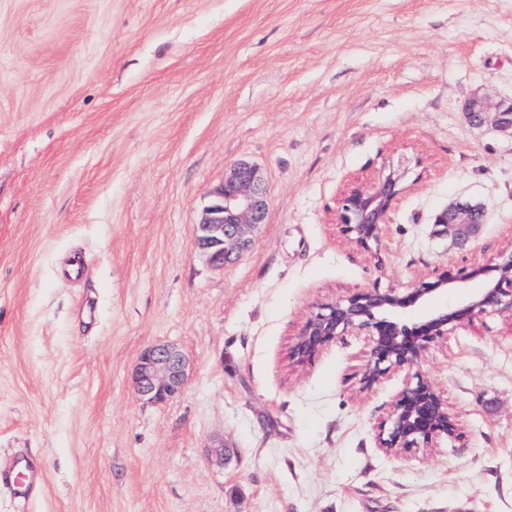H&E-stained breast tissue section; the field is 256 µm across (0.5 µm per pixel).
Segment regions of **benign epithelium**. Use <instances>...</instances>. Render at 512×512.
Wrapping results in <instances>:
<instances>
[{"mask_svg":"<svg viewBox=\"0 0 512 512\" xmlns=\"http://www.w3.org/2000/svg\"><path fill=\"white\" fill-rule=\"evenodd\" d=\"M401 179L399 171L391 170L371 185L354 184L344 191L336 223L356 247L367 252L378 249L388 212L403 191ZM268 205V185L259 168L247 162L233 164L193 227L200 254L215 268L240 257L252 245ZM436 223L460 231L482 223V215L458 203L442 212ZM471 280L481 281L482 287L464 301L449 306L435 303L437 294ZM426 303L432 304L427 314L415 321L408 319L409 311ZM490 312L512 315V245L488 263L461 267L454 274L443 272L402 293L368 288L318 306L289 345L288 360L303 365L342 336L369 337V359L358 379L360 390H371L391 371L411 374L379 428V448L389 455L435 448L443 439H459L460 432L437 386L421 370L422 355L431 344ZM189 368L181 349L156 343L141 352L131 379L140 399L167 403L182 395Z\"/></svg>","mask_w":512,"mask_h":512,"instance_id":"1","label":"benign epithelium"}]
</instances>
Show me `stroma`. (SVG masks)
<instances>
[{
	"mask_svg": "<svg viewBox=\"0 0 512 512\" xmlns=\"http://www.w3.org/2000/svg\"><path fill=\"white\" fill-rule=\"evenodd\" d=\"M475 100L512 105V0H0V460L40 468L26 512H512V315L425 351L461 431L425 452L379 448L410 376L359 392L367 336L288 365L316 306L512 244V132ZM241 160L270 205L217 269L192 229ZM392 169L358 249L342 191ZM464 202L485 219L458 238L436 218ZM158 342L191 372L156 405L131 373ZM401 179L398 170H391L371 185L354 184L344 191L336 222L343 236L356 247L367 252L377 251L382 226L403 190Z\"/></svg>",
	"mask_w": 512,
	"mask_h": 512,
	"instance_id": "obj_1",
	"label": "stroma"
}]
</instances>
